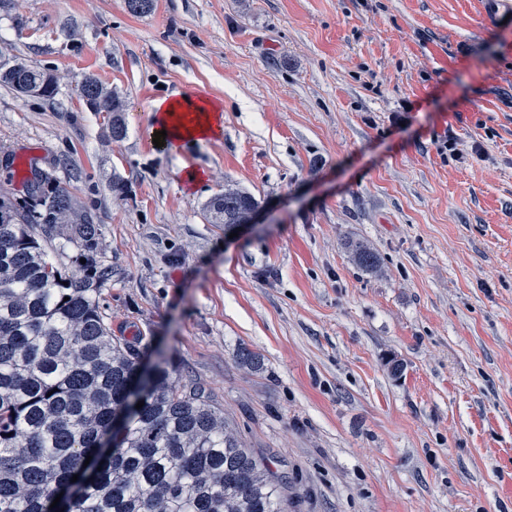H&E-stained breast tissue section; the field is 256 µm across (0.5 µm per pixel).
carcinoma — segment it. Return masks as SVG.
I'll use <instances>...</instances> for the list:
<instances>
[{
	"label": "carcinoma",
	"mask_w": 512,
	"mask_h": 512,
	"mask_svg": "<svg viewBox=\"0 0 512 512\" xmlns=\"http://www.w3.org/2000/svg\"><path fill=\"white\" fill-rule=\"evenodd\" d=\"M0 82L21 96L32 86L52 99L60 78L1 62ZM77 88L124 137L118 97L92 77ZM256 207L252 195L226 186L207 212L230 227L248 223ZM57 239L78 250L74 267L55 261ZM98 248L92 213L73 209L54 173H44L32 199L0 194V512H287L282 479L265 459L241 445L208 396L161 364L119 447L50 508L83 459L112 436L141 375L136 350L105 323L100 295L110 270ZM347 248L364 270L380 271L363 242Z\"/></svg>",
	"instance_id": "1"
}]
</instances>
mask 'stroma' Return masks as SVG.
I'll return each mask as SVG.
<instances>
[{
	"label": "stroma",
	"mask_w": 512,
	"mask_h": 512,
	"mask_svg": "<svg viewBox=\"0 0 512 512\" xmlns=\"http://www.w3.org/2000/svg\"><path fill=\"white\" fill-rule=\"evenodd\" d=\"M507 3L0 10V52L60 78L51 100L0 85V192L54 169L101 228L112 334L212 397L287 477L288 512H512ZM86 76L122 100L123 140L79 95ZM200 94L223 101V136L155 147L153 102ZM228 184L261 223H211ZM347 248L350 250L356 262L366 271L377 273L380 271L378 255L361 241H349Z\"/></svg>",
	"instance_id": "stroma-1"
}]
</instances>
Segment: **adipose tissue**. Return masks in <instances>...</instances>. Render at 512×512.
I'll return each instance as SVG.
<instances>
[{
  "label": "adipose tissue",
  "instance_id": "obj_1",
  "mask_svg": "<svg viewBox=\"0 0 512 512\" xmlns=\"http://www.w3.org/2000/svg\"><path fill=\"white\" fill-rule=\"evenodd\" d=\"M152 111L157 128L167 132L164 146L172 151L184 142L212 140L224 132V104L216 99L162 98L154 101Z\"/></svg>",
  "mask_w": 512,
  "mask_h": 512
}]
</instances>
